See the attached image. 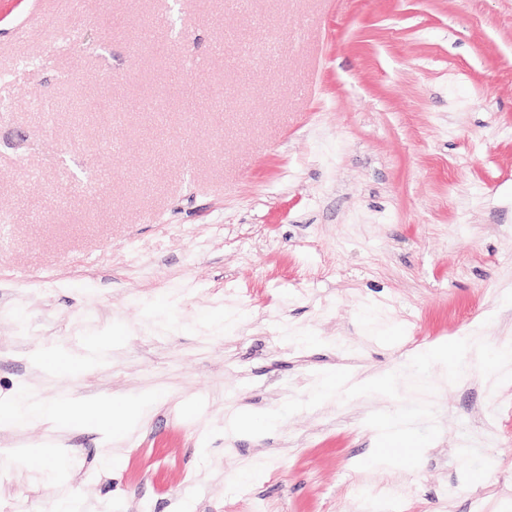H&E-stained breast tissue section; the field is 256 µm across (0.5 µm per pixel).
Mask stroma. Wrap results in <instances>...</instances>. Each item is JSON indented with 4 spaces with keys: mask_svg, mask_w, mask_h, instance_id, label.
Listing matches in <instances>:
<instances>
[{
    "mask_svg": "<svg viewBox=\"0 0 512 512\" xmlns=\"http://www.w3.org/2000/svg\"><path fill=\"white\" fill-rule=\"evenodd\" d=\"M1 101L0 403L159 398L38 469L44 427L0 429V504L360 512L352 485L390 483L394 512H512V365L357 390L512 342V0H0ZM107 337L81 375L32 364ZM331 368L349 390L303 405ZM240 410L278 421L225 436ZM405 411L416 459L376 465ZM470 355L490 366L508 363L512 359V351L507 346L489 350L477 340L469 336H459L438 348H428L420 353V360L442 364L448 369V379H454L459 372V356Z\"/></svg>",
    "mask_w": 512,
    "mask_h": 512,
    "instance_id": "35a3bbf8",
    "label": "stroma"
}]
</instances>
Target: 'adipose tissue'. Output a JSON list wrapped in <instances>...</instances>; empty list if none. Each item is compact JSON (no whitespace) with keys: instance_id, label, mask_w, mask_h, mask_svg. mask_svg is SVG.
Here are the masks:
<instances>
[{"instance_id":"adipose-tissue-1","label":"adipose tissue","mask_w":512,"mask_h":512,"mask_svg":"<svg viewBox=\"0 0 512 512\" xmlns=\"http://www.w3.org/2000/svg\"><path fill=\"white\" fill-rule=\"evenodd\" d=\"M109 352V344L93 342L83 353L54 351L38 359L37 364L51 370L66 367L77 375L91 366L105 362ZM463 355L473 356L492 366L512 361L511 348L503 346L491 350L467 336L454 338L447 345L438 348L425 349L421 352L420 358L426 362L442 364L447 369L449 377L453 378L459 372V358ZM155 401V395L144 394L112 404L108 411L103 412L93 403L82 404L76 408L59 401L49 403L24 386L17 390L11 401L0 405V423L48 426L49 435L45 436L36 448L25 452L29 465L38 468L47 458L61 455L62 449L55 437L56 432L90 419L99 431L118 436L136 425ZM410 424V418L402 415L384 418L379 427L383 446L374 455V463L385 465L391 459L415 455L416 448L412 442Z\"/></svg>"}]
</instances>
